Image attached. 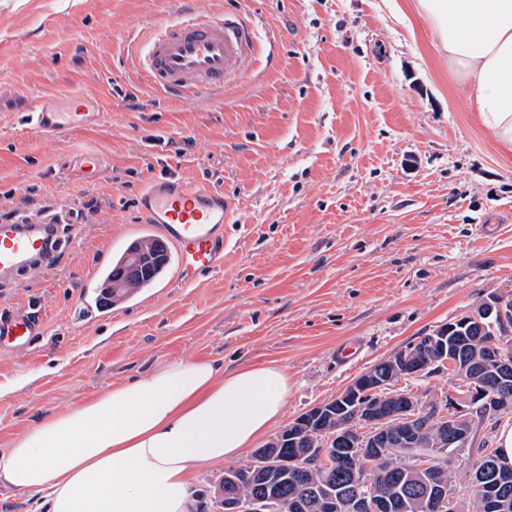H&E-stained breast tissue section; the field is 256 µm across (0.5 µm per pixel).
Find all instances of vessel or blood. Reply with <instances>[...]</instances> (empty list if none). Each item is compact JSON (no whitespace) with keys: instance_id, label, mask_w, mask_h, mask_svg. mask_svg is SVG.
I'll return each instance as SVG.
<instances>
[{"instance_id":"b4317fda","label":"vessel or blood","mask_w":512,"mask_h":512,"mask_svg":"<svg viewBox=\"0 0 512 512\" xmlns=\"http://www.w3.org/2000/svg\"><path fill=\"white\" fill-rule=\"evenodd\" d=\"M257 48L256 26L238 12L195 13L147 32L138 55L154 87L182 99L230 86ZM104 112H58L41 98L26 115V129L39 134L91 130ZM234 207L221 187L194 186L169 177L145 187L140 209L165 246L174 248L183 283L224 267V217ZM72 238L43 223L37 214L0 224V288L22 286L34 267L51 269ZM31 312L0 315V348L22 346L41 335Z\"/></svg>"}]
</instances>
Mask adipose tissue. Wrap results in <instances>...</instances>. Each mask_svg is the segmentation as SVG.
<instances>
[{
    "instance_id": "ef3b65f1",
    "label": "adipose tissue",
    "mask_w": 512,
    "mask_h": 512,
    "mask_svg": "<svg viewBox=\"0 0 512 512\" xmlns=\"http://www.w3.org/2000/svg\"><path fill=\"white\" fill-rule=\"evenodd\" d=\"M416 11L482 126L512 144V0H416ZM287 395L271 363L168 359L37 420L0 452V486L36 496L37 512H194L198 477L265 436Z\"/></svg>"
}]
</instances>
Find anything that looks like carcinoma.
Here are the masks:
<instances>
[{
    "instance_id": "cac0c4a2",
    "label": "carcinoma",
    "mask_w": 512,
    "mask_h": 512,
    "mask_svg": "<svg viewBox=\"0 0 512 512\" xmlns=\"http://www.w3.org/2000/svg\"><path fill=\"white\" fill-rule=\"evenodd\" d=\"M160 242L153 239H141L132 243L124 252L112 261V270L122 267L134 254L153 256L147 273L131 280L122 288H112V303H117L139 288H147L164 270L169 262V251L158 248ZM498 323L496 316L482 319L478 325L469 322L460 326V320L452 321L455 329L448 332L447 357L455 362L454 372L461 382L477 380L484 382L499 396L512 397V373L501 382L491 376L482 375L476 365V355L486 348L488 337L492 332L485 329L488 323ZM398 391L393 397L382 394H370L365 402L377 408V413L386 414L397 404ZM405 425L393 426L388 436L386 454L378 460L369 453H351L346 460L335 459L331 466L323 467L311 460L309 450L319 448L324 440L336 434V420L332 419L320 425L306 427L296 426L293 442H288V429L281 430L264 447L254 450L252 458L259 460V469L269 467L270 452L276 457L288 459L287 469L275 473L267 480L255 478L248 466L235 468L234 481H221L215 489V497L222 499L229 494L237 496H264L269 494L280 500L278 512H292L290 506L302 502L306 504L304 512H319L317 497L323 492H330L340 500L339 512H350L354 488L369 491L377 497H383L389 503L383 512H428L424 497L426 481L429 476L437 478L447 489L448 494L455 495L450 486L448 467L443 462H436L432 472H427L417 465L416 453L400 443V436ZM450 430L447 424L439 421L428 426L421 436L426 448L439 446L449 441ZM475 487L490 484L496 487L501 500L500 512H512V463L502 457L499 449L481 447L477 449V458L473 462Z\"/></svg>"
}]
</instances>
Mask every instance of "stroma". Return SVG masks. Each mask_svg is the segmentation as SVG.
Masks as SVG:
<instances>
[{
    "label": "stroma",
    "mask_w": 512,
    "mask_h": 512,
    "mask_svg": "<svg viewBox=\"0 0 512 512\" xmlns=\"http://www.w3.org/2000/svg\"><path fill=\"white\" fill-rule=\"evenodd\" d=\"M255 18V56L224 91L168 97L136 66L145 31L204 11ZM98 99L102 128L20 134L44 95ZM92 154L85 180L72 158ZM222 186L236 204L224 269L188 286L175 270L75 327L112 257L149 232L139 198L156 177ZM68 216L76 242L0 313L40 311L44 335L0 351V449L171 358L288 376L280 426L336 398L409 341L512 285V148L471 112L427 23L386 0H0V216ZM457 396L447 370L402 380ZM512 412L486 418L448 461L472 502V463Z\"/></svg>",
    "instance_id": "stroma-1"
}]
</instances>
